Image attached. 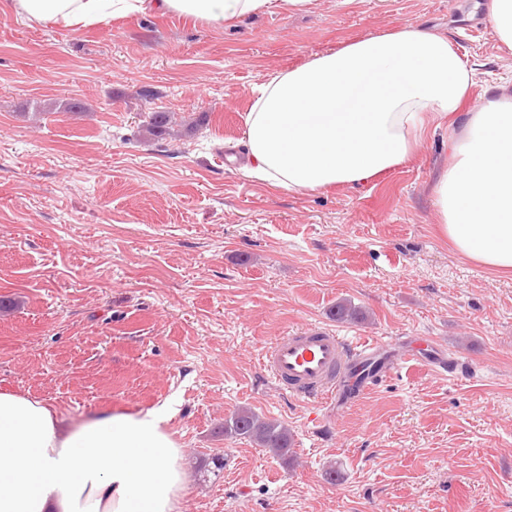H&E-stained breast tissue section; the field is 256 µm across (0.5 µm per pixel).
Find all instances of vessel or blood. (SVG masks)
Segmentation results:
<instances>
[{"instance_id":"1","label":"vessel or blood","mask_w":512,"mask_h":512,"mask_svg":"<svg viewBox=\"0 0 512 512\" xmlns=\"http://www.w3.org/2000/svg\"><path fill=\"white\" fill-rule=\"evenodd\" d=\"M402 359L437 374L455 372L461 365L429 336L353 339L320 326L296 328L276 337L267 344L260 364L284 394L337 409L354 404L376 386V378H361L364 364L381 361L392 367Z\"/></svg>"}]
</instances>
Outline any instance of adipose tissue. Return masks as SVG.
<instances>
[{
    "label": "adipose tissue",
    "instance_id": "ef3b65f1",
    "mask_svg": "<svg viewBox=\"0 0 512 512\" xmlns=\"http://www.w3.org/2000/svg\"><path fill=\"white\" fill-rule=\"evenodd\" d=\"M311 0H7L74 31L128 14L180 12L221 26ZM473 70L439 34L405 27L318 55L257 86L245 117L250 176L291 192L357 185L410 158L448 123L433 189L440 230L462 256L512 272V98L459 118ZM169 405L67 418L0 390V512H179L185 456Z\"/></svg>",
    "mask_w": 512,
    "mask_h": 512
}]
</instances>
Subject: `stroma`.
Here are the masks:
<instances>
[{
	"mask_svg": "<svg viewBox=\"0 0 512 512\" xmlns=\"http://www.w3.org/2000/svg\"><path fill=\"white\" fill-rule=\"evenodd\" d=\"M486 2L313 0L227 27L171 12L79 32L0 10V389L77 419L171 403L182 512H512V277L439 232L447 131L309 194L250 178L243 141L272 74L407 26L474 68L464 111L512 93ZM154 112L169 134L147 132ZM345 299L366 322L333 317ZM312 325L430 336L469 369L407 362L320 409L260 367L270 341ZM241 408L288 426L293 461L217 435Z\"/></svg>",
	"mask_w": 512,
	"mask_h": 512,
	"instance_id": "stroma-1",
	"label": "stroma"
}]
</instances>
